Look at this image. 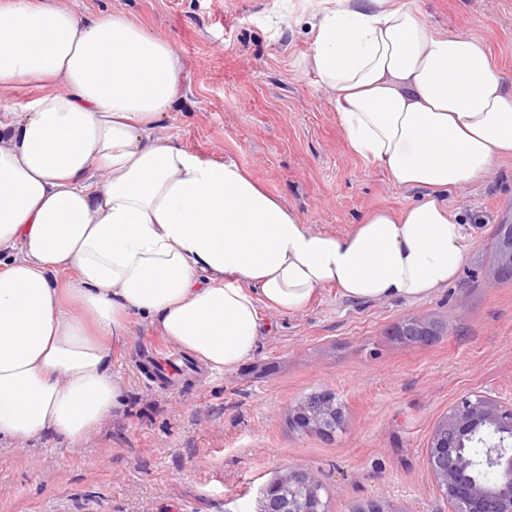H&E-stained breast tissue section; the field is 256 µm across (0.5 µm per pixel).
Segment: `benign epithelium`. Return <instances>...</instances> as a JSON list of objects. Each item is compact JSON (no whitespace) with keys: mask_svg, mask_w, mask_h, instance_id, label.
I'll list each match as a JSON object with an SVG mask.
<instances>
[{"mask_svg":"<svg viewBox=\"0 0 512 512\" xmlns=\"http://www.w3.org/2000/svg\"><path fill=\"white\" fill-rule=\"evenodd\" d=\"M496 263L486 277L512 276V224L496 228ZM403 334L416 342L431 333L419 316L402 323ZM290 428L301 434L335 436L346 428L336 393L318 390L283 410ZM427 464L452 512H512V400L487 392L461 397L448 408L432 434ZM317 473L290 466L263 489L255 512H326ZM292 491L283 499L282 489Z\"/></svg>","mask_w":512,"mask_h":512,"instance_id":"1","label":"benign epithelium"}]
</instances>
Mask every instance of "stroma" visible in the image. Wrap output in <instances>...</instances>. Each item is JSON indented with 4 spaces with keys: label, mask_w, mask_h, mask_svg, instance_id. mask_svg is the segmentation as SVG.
<instances>
[{
    "label": "stroma",
    "mask_w": 512,
    "mask_h": 512,
    "mask_svg": "<svg viewBox=\"0 0 512 512\" xmlns=\"http://www.w3.org/2000/svg\"><path fill=\"white\" fill-rule=\"evenodd\" d=\"M440 34L487 42L512 78V0H411ZM115 10L169 41L189 76L163 135L205 159L232 161L315 228L341 234L367 212L416 192L352 154L301 58L309 39L285 23L298 0H67ZM443 201L467 226L457 278L428 299L351 301L319 291L277 315L254 356L231 372L150 378L159 335L143 324L112 352L126 381L121 410L86 442L50 435L0 449V512H254L283 467L315 469L328 512L382 498L396 512H449L427 465L433 430L475 391L512 398V279L485 277L496 224L512 216V160ZM439 334L400 344L407 316ZM333 390L347 419L334 438L289 430L290 402Z\"/></svg>",
    "instance_id": "1"
}]
</instances>
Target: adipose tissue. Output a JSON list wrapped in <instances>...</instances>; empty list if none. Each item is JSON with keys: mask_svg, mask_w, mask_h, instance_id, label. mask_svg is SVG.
Wrapping results in <instances>:
<instances>
[{"mask_svg": "<svg viewBox=\"0 0 512 512\" xmlns=\"http://www.w3.org/2000/svg\"><path fill=\"white\" fill-rule=\"evenodd\" d=\"M288 25L348 149L417 192L402 210L315 229L238 164L158 137L186 79L169 42L0 0V443L97 431L124 404L112 349L133 324L226 372L319 289L415 302L457 277L468 235L441 196L512 159V78L410 0H306ZM22 84L40 92L18 107Z\"/></svg>", "mask_w": 512, "mask_h": 512, "instance_id": "adipose-tissue-1", "label": "adipose tissue"}]
</instances>
